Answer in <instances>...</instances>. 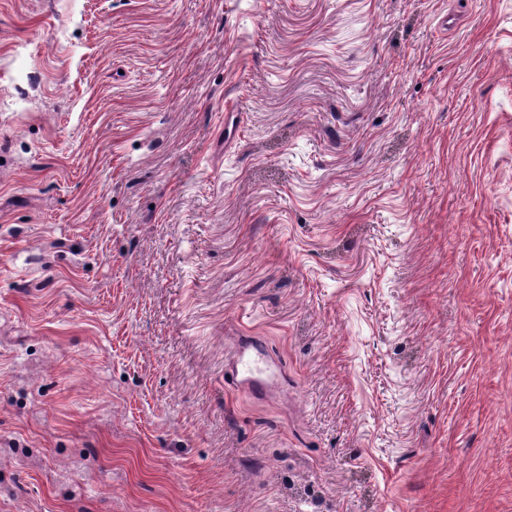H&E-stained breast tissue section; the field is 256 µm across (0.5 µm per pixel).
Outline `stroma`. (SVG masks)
Masks as SVG:
<instances>
[{
	"instance_id": "obj_1",
	"label": "stroma",
	"mask_w": 512,
	"mask_h": 512,
	"mask_svg": "<svg viewBox=\"0 0 512 512\" xmlns=\"http://www.w3.org/2000/svg\"><path fill=\"white\" fill-rule=\"evenodd\" d=\"M0 512H512V0H0ZM238 342L224 366V385L251 396L265 400L272 392L276 369L280 367L267 353L264 341L256 336H244Z\"/></svg>"
}]
</instances>
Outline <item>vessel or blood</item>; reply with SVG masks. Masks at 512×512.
Segmentation results:
<instances>
[{"label":"vessel or blood","mask_w":512,"mask_h":512,"mask_svg":"<svg viewBox=\"0 0 512 512\" xmlns=\"http://www.w3.org/2000/svg\"><path fill=\"white\" fill-rule=\"evenodd\" d=\"M277 366L262 340L255 336L238 342L224 367L225 386L257 400L269 397Z\"/></svg>","instance_id":"b4317fda"}]
</instances>
